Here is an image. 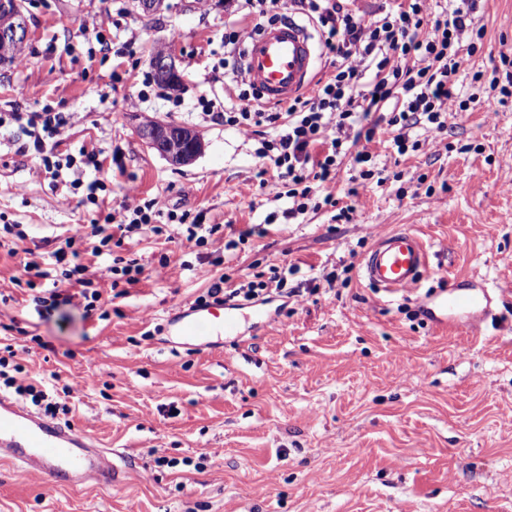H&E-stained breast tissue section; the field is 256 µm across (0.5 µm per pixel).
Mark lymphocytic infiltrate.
<instances>
[{"label": "lymphocytic infiltrate", "instance_id": "f902f5d3", "mask_svg": "<svg viewBox=\"0 0 512 512\" xmlns=\"http://www.w3.org/2000/svg\"><path fill=\"white\" fill-rule=\"evenodd\" d=\"M255 27L287 18L289 6L313 18L324 34L328 53L335 58L332 75L318 82L313 94L298 97L276 112L262 101L246 102L224 113V123L236 128H262L256 157L260 162L259 186L270 189L274 199H287L285 220L297 219L309 208L336 206L332 194L320 187L335 181L338 166L349 161L352 183L368 187L381 177L368 143L384 138L400 157L418 151L412 128L423 126L441 134L458 99L457 75L462 66L461 48L476 51L484 36L472 14L474 0H387L377 12L365 16L349 0H243ZM19 125L35 149L56 135L67 119L59 112H1L0 126ZM134 182L123 187L118 208L107 212L104 223L74 224L57 238L49 266H42L29 248H21L14 224L0 225V249L19 261L15 284L34 288L51 286L58 299L59 286L73 288L76 298L94 309L102 299L101 282L110 290L128 289L140 283L144 267L133 245L152 236L178 240L183 255L198 254L214 244L223 225L204 224L188 214L159 207L157 201L137 204ZM240 231L224 244L225 251L208 261L207 291L197 305L210 302L251 301L271 292L286 293L295 302L316 294L318 285L288 288L291 266L272 268L268 278L232 283L221 273L226 251L237 249L253 236ZM113 254H106V247ZM127 254H120V247Z\"/></svg>", "mask_w": 512, "mask_h": 512}]
</instances>
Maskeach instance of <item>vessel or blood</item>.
<instances>
[{
	"label": "vessel or blood",
	"instance_id": "vessel-or-blood-1",
	"mask_svg": "<svg viewBox=\"0 0 512 512\" xmlns=\"http://www.w3.org/2000/svg\"><path fill=\"white\" fill-rule=\"evenodd\" d=\"M317 60L313 36L296 20L263 26L243 50V77L269 104L287 102L308 91ZM429 265L420 236L409 230L379 234L362 260L363 278L386 292H416ZM487 289L470 292L449 286L435 304L436 321L463 334L480 333L490 311ZM238 324L227 305H191L167 320L177 346L211 348L214 339L233 336ZM0 458L53 482L122 485L129 473L127 455L100 447L89 434L44 417L0 395Z\"/></svg>",
	"mask_w": 512,
	"mask_h": 512
}]
</instances>
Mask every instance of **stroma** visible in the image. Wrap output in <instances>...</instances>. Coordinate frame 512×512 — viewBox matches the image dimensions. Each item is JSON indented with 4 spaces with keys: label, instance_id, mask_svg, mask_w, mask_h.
<instances>
[{
    "label": "stroma",
    "instance_id": "35a3bbf8",
    "mask_svg": "<svg viewBox=\"0 0 512 512\" xmlns=\"http://www.w3.org/2000/svg\"><path fill=\"white\" fill-rule=\"evenodd\" d=\"M30 38L20 61L0 67L1 112H60L68 119L45 151L56 160L97 154L108 173L105 207L87 198L95 179L48 173L42 152L21 151L18 125L0 128V225H21L27 247L53 250L72 224L103 223L135 180L140 200L242 229L286 207L255 180L254 130L203 112L238 104L246 82L225 76V0H168L149 17L134 0H21ZM483 43L459 80L463 112L439 137L400 157L369 145L400 181L347 197L351 222L330 210L236 251L224 271L247 281L291 264L289 286L335 270L303 304L270 295L264 328L243 323L215 351L172 349L160 327L207 284L181 266L178 242L144 239L142 282L92 311L48 303L20 288L16 259L0 254V345L12 346L19 381L44 384L69 411L60 422L125 451L116 488L60 485L0 460V512H512V97L490 98L489 59L512 44V0H476ZM174 42L183 87L152 80L155 47ZM146 116L194 129L204 153L177 168L138 137ZM418 233L429 267L415 299L368 285L361 261L374 233ZM167 268H159L160 256ZM458 284L489 287L481 335L448 333L419 301ZM77 384L76 397L63 388Z\"/></svg>",
    "mask_w": 512,
    "mask_h": 512
}]
</instances>
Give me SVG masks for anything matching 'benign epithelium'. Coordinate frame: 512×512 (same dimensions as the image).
<instances>
[{"label": "benign epithelium", "instance_id": "1", "mask_svg": "<svg viewBox=\"0 0 512 512\" xmlns=\"http://www.w3.org/2000/svg\"><path fill=\"white\" fill-rule=\"evenodd\" d=\"M136 8L147 16L167 9L166 0H136ZM30 25L20 8V0H0V58L21 54L28 43ZM150 68L162 83L181 76L174 45L157 48L150 58ZM139 139L175 167L192 164L204 152L201 136L193 129L163 120L151 119L136 124Z\"/></svg>", "mask_w": 512, "mask_h": 512}]
</instances>
